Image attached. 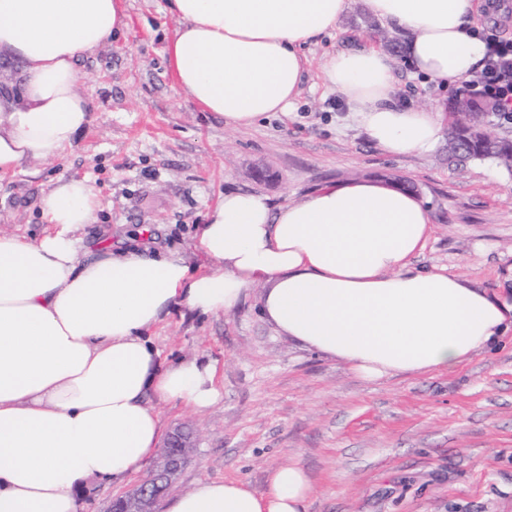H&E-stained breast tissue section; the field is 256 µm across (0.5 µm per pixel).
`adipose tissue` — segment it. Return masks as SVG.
<instances>
[{
	"label": "adipose tissue",
	"instance_id": "ef3b65f1",
	"mask_svg": "<svg viewBox=\"0 0 512 512\" xmlns=\"http://www.w3.org/2000/svg\"><path fill=\"white\" fill-rule=\"evenodd\" d=\"M406 31L413 77L444 87L480 70V0H365ZM168 47L178 86L226 128L288 113L305 49L336 29L347 0H171ZM128 28L123 0H0V177L61 157L91 122L79 60ZM326 86L345 96L367 137L401 157L434 149L442 108L397 104L389 57L366 47L328 55ZM100 201L84 178L59 180L35 241L0 233V512H81L90 481L123 483L155 456V402L213 406L216 368L196 358L161 367L148 336L172 309L219 314L264 285L263 316L308 348L368 378L449 374L512 332V295L454 273L417 268L432 233L428 206L402 185L327 184L299 203L229 192L195 229L194 268L176 252L83 249L74 233ZM314 486L296 463L258 493L205 480L166 512H304Z\"/></svg>",
	"mask_w": 512,
	"mask_h": 512
}]
</instances>
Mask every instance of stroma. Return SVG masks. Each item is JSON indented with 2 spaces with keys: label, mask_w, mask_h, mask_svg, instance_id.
<instances>
[{
  "label": "stroma",
  "mask_w": 512,
  "mask_h": 512,
  "mask_svg": "<svg viewBox=\"0 0 512 512\" xmlns=\"http://www.w3.org/2000/svg\"><path fill=\"white\" fill-rule=\"evenodd\" d=\"M126 5L125 36L79 63L88 129L61 159L0 179V232L40 236L51 185L85 177L102 208L76 231L80 242L150 233L197 267L195 227L227 191L279 205L325 183L380 178L414 185L430 209L433 232L416 266L512 289V170L449 162L444 139L426 154L389 156L324 85L327 53L381 45L388 25L364 0H348L336 31L307 48L290 113L241 130L178 87L166 56L177 24L167 0ZM389 57L399 105L457 98L458 83L441 90L412 78L404 45ZM261 294L252 288L235 311L212 316L176 308L153 333L164 363L201 357L218 367L221 397L211 408L157 406L166 430L196 433L173 495L220 479L260 492L272 468L297 463L315 487L306 512H512V333L451 374L370 380L278 332L260 313Z\"/></svg>",
  "instance_id": "obj_1"
}]
</instances>
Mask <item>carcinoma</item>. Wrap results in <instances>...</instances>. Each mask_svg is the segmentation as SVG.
<instances>
[{"instance_id": "cac0c4a2", "label": "carcinoma", "mask_w": 512, "mask_h": 512, "mask_svg": "<svg viewBox=\"0 0 512 512\" xmlns=\"http://www.w3.org/2000/svg\"><path fill=\"white\" fill-rule=\"evenodd\" d=\"M481 116L474 105L461 99L450 113V136L455 143L449 150L455 156L465 159H491L496 163L512 170V141L499 139L495 145H490L484 129Z\"/></svg>"}]
</instances>
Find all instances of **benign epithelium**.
<instances>
[{
  "label": "benign epithelium",
  "mask_w": 512,
  "mask_h": 512,
  "mask_svg": "<svg viewBox=\"0 0 512 512\" xmlns=\"http://www.w3.org/2000/svg\"><path fill=\"white\" fill-rule=\"evenodd\" d=\"M193 447L190 434L177 429L167 435L147 476L128 491L114 497L108 512H158L164 494L175 482Z\"/></svg>",
  "instance_id": "1"
}]
</instances>
